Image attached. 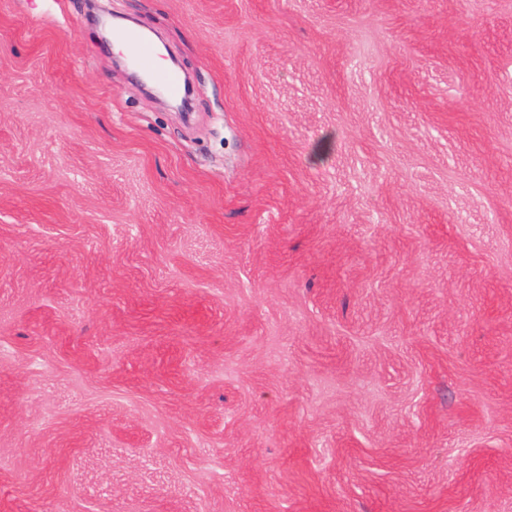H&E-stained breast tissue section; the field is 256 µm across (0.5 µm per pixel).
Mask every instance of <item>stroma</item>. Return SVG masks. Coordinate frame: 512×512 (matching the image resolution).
<instances>
[{"mask_svg":"<svg viewBox=\"0 0 512 512\" xmlns=\"http://www.w3.org/2000/svg\"><path fill=\"white\" fill-rule=\"evenodd\" d=\"M0 512H512V0H0ZM112 40L122 44L130 52L136 64L162 84L170 96L183 95L185 85L180 74L171 69H159L155 66V47L143 37L139 30L133 27H118L112 31Z\"/></svg>","mask_w":512,"mask_h":512,"instance_id":"stroma-1","label":"stroma"}]
</instances>
